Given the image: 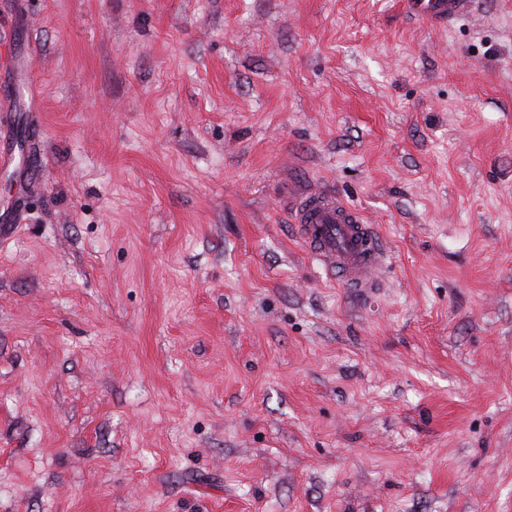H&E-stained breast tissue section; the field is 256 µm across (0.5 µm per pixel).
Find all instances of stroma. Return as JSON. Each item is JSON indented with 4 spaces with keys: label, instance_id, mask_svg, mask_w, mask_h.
Returning a JSON list of instances; mask_svg holds the SVG:
<instances>
[{
    "label": "stroma",
    "instance_id": "obj_1",
    "mask_svg": "<svg viewBox=\"0 0 512 512\" xmlns=\"http://www.w3.org/2000/svg\"><path fill=\"white\" fill-rule=\"evenodd\" d=\"M0 43V512H512V0H0ZM469 0H410L407 7L417 17L431 22H451L467 12ZM293 199L291 221L307 253L331 278L369 288L387 254L373 227L334 190L308 188Z\"/></svg>",
    "mask_w": 512,
    "mask_h": 512
}]
</instances>
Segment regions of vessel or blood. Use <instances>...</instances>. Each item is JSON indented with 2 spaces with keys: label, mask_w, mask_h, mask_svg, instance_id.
<instances>
[{
  "label": "vessel or blood",
  "mask_w": 512,
  "mask_h": 512,
  "mask_svg": "<svg viewBox=\"0 0 512 512\" xmlns=\"http://www.w3.org/2000/svg\"><path fill=\"white\" fill-rule=\"evenodd\" d=\"M415 16L450 22L463 15L469 0H410ZM291 218L307 253L328 276L350 288H367L386 259V249L359 211L334 190H303L292 202Z\"/></svg>",
  "instance_id": "b4317fda"
}]
</instances>
